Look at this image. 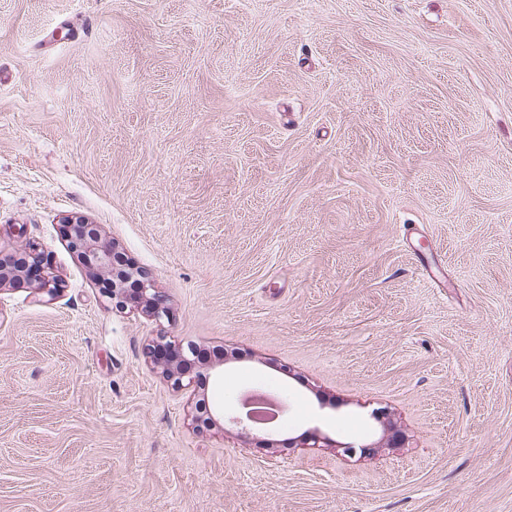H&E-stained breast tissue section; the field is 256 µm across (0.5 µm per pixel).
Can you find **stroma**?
I'll return each instance as SVG.
<instances>
[{
	"mask_svg": "<svg viewBox=\"0 0 512 512\" xmlns=\"http://www.w3.org/2000/svg\"><path fill=\"white\" fill-rule=\"evenodd\" d=\"M2 72L0 251L65 287L0 290V512H512V0H0ZM67 247L90 266L93 273L107 277L112 292L108 293L116 309L139 310L146 316L160 321L168 318V308L157 295L149 273L127 264L118 246L102 241L96 224L84 216L68 215L63 219ZM136 277L137 288H126L129 279ZM24 278L34 281L35 289L51 298L65 287L56 274L49 252L34 241L26 242L14 256L0 258V286L15 285ZM143 355L150 364L161 369V373L177 388L195 390L198 386L199 374L195 371V363L184 355L182 345L159 336L146 345ZM202 412V408L196 407V414L194 415V423L198 429H208L215 425L221 426L222 430L229 424L231 427H235L240 430L241 434H246L252 429L254 420L250 413L244 415H238L236 412L226 415L224 408H217L211 410L209 407L205 411V415Z\"/></svg>",
	"mask_w": 512,
	"mask_h": 512,
	"instance_id": "35a3bbf8",
	"label": "stroma"
}]
</instances>
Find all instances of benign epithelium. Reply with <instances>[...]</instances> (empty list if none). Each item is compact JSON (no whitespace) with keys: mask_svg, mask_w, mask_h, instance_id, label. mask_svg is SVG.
I'll list each match as a JSON object with an SVG mask.
<instances>
[{"mask_svg":"<svg viewBox=\"0 0 512 512\" xmlns=\"http://www.w3.org/2000/svg\"><path fill=\"white\" fill-rule=\"evenodd\" d=\"M64 237L67 247L90 266L92 272L107 277L112 292L108 293L115 308L136 309L146 316L159 321L168 317L169 311L157 295L149 273L127 264L118 246L102 241L97 225L91 224L81 215H68L63 219ZM35 282L39 293L51 298L64 288L63 280L56 274L47 252L39 243L28 241L15 255L0 258V286L17 284L22 280ZM145 360L178 388L198 386L199 374L195 363L184 355L182 345L160 336L146 345L143 350ZM205 377L216 383L226 379V362L208 363L204 367ZM194 423L199 429L215 425L237 428L245 434L252 429L251 415L228 414L222 408L206 411L196 408Z\"/></svg>","mask_w":512,"mask_h":512,"instance_id":"benign-epithelium-1","label":"benign epithelium"}]
</instances>
